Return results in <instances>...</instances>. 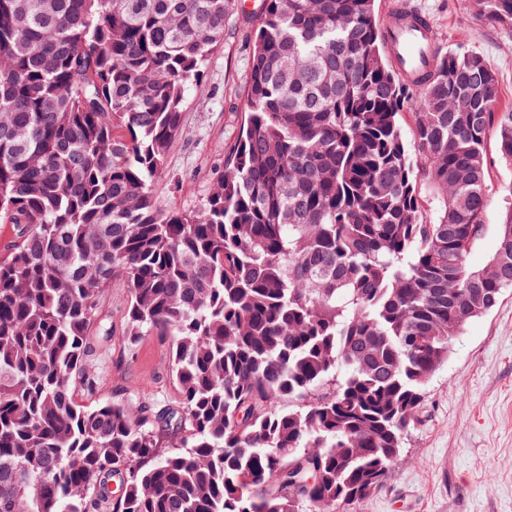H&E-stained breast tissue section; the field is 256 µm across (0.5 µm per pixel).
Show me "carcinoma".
I'll use <instances>...</instances> for the list:
<instances>
[{
    "instance_id": "cac0c4a2",
    "label": "carcinoma",
    "mask_w": 512,
    "mask_h": 512,
    "mask_svg": "<svg viewBox=\"0 0 512 512\" xmlns=\"http://www.w3.org/2000/svg\"><path fill=\"white\" fill-rule=\"evenodd\" d=\"M236 9L0 0V512H339L382 486L452 341L512 288V207L467 264L489 137L512 164L494 67L437 53L405 81L376 0H262L216 187L157 206ZM479 19L512 32V0ZM116 276L126 335L172 340L177 409L73 398Z\"/></svg>"
}]
</instances>
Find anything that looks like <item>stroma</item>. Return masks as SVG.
<instances>
[{
  "label": "stroma",
  "instance_id": "35a3bbf8",
  "mask_svg": "<svg viewBox=\"0 0 512 512\" xmlns=\"http://www.w3.org/2000/svg\"><path fill=\"white\" fill-rule=\"evenodd\" d=\"M406 1L432 22L439 52L461 46L485 56L498 75L503 104L512 105L511 32L480 21L473 0H377L381 19ZM259 2L238 0L224 43L205 70L204 94L188 99L182 134L155 181L162 208H198L223 162L222 149L238 137ZM490 176L486 229L468 255L473 267L486 265L494 254L500 215L512 204V165L492 166ZM129 303L122 278L101 292L90 336L93 352L72 379L74 399L87 408L113 401L135 417L148 407H178L172 343L161 336L129 339ZM344 512H512V292L455 338L447 362L424 391L402 463L389 471L378 491Z\"/></svg>",
  "mask_w": 512,
  "mask_h": 512
}]
</instances>
